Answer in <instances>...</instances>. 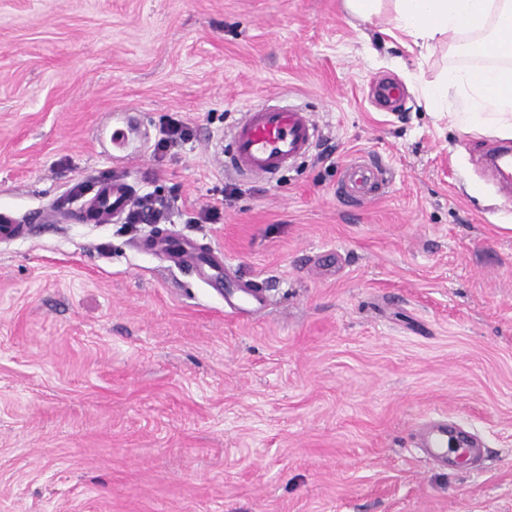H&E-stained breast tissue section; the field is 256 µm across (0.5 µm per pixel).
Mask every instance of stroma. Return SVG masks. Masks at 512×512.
I'll use <instances>...</instances> for the list:
<instances>
[{
	"label": "stroma",
	"instance_id": "stroma-1",
	"mask_svg": "<svg viewBox=\"0 0 512 512\" xmlns=\"http://www.w3.org/2000/svg\"><path fill=\"white\" fill-rule=\"evenodd\" d=\"M345 0H0V512H512V191L504 135L424 97L450 62ZM400 84L395 111L369 101ZM313 112L273 181L224 168L253 107ZM190 137L154 145L167 117ZM386 184L336 187L355 158ZM122 172L167 228L222 247L268 295L139 252L149 224H50ZM214 208L218 220L193 223ZM445 414L481 465L411 438ZM385 182L381 167L355 159L343 171L339 193L348 203L361 207L375 198Z\"/></svg>",
	"mask_w": 512,
	"mask_h": 512
}]
</instances>
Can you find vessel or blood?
I'll return each instance as SVG.
<instances>
[{"mask_svg":"<svg viewBox=\"0 0 512 512\" xmlns=\"http://www.w3.org/2000/svg\"><path fill=\"white\" fill-rule=\"evenodd\" d=\"M318 137L319 127L308 110L267 105L247 112L234 126L224 163L240 175L270 179L308 155ZM384 183L381 167L356 159L343 171L340 194L348 203L360 207L373 200ZM131 199L124 178L103 177L96 180L92 195L80 202L75 217L84 224H109L119 218ZM143 249L171 266L190 270L214 288L223 287L232 269L222 249L202 250L193 239L169 231L147 236ZM235 288L230 310L250 314L262 311L265 299L256 284L239 282ZM477 444L473 434L445 420L423 423L414 435L415 447L443 464L457 449Z\"/></svg>","mask_w":512,"mask_h":512,"instance_id":"vessel-or-blood-1","label":"vessel or blood"}]
</instances>
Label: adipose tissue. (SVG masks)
<instances>
[{"instance_id": "ef3b65f1", "label": "adipose tissue", "mask_w": 512, "mask_h": 512, "mask_svg": "<svg viewBox=\"0 0 512 512\" xmlns=\"http://www.w3.org/2000/svg\"><path fill=\"white\" fill-rule=\"evenodd\" d=\"M394 28L413 44H449L463 62L448 66L426 99L462 102L466 125L512 133V0H392Z\"/></svg>"}]
</instances>
